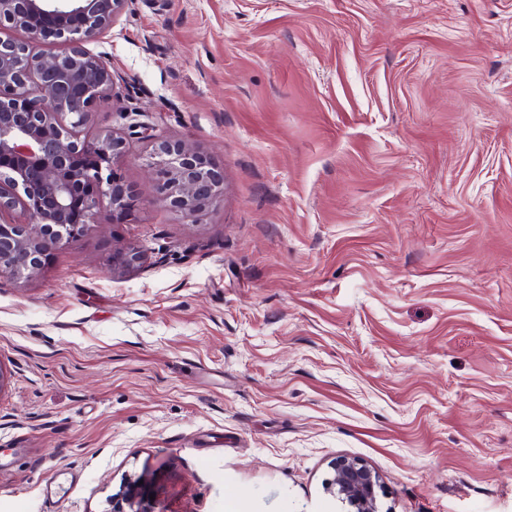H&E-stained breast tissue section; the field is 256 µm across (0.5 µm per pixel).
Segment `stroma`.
I'll return each instance as SVG.
<instances>
[{"label":"stroma","instance_id":"1","mask_svg":"<svg viewBox=\"0 0 512 512\" xmlns=\"http://www.w3.org/2000/svg\"><path fill=\"white\" fill-rule=\"evenodd\" d=\"M87 48L136 198L0 275V512H350L340 456L512 512V0H132ZM157 137L224 169L197 222Z\"/></svg>","mask_w":512,"mask_h":512}]
</instances>
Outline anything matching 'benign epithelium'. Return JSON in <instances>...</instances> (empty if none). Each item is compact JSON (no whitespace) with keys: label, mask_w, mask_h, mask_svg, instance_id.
Instances as JSON below:
<instances>
[{"label":"benign epithelium","mask_w":512,"mask_h":512,"mask_svg":"<svg viewBox=\"0 0 512 512\" xmlns=\"http://www.w3.org/2000/svg\"><path fill=\"white\" fill-rule=\"evenodd\" d=\"M132 0H0V274L27 280L40 273L46 253L95 223L101 197L131 206L133 192L117 178L114 161L124 137L109 131L80 137L93 105L113 89L109 60L85 44L112 28ZM21 30L24 39L2 37ZM36 42L66 45L34 52ZM145 166L158 199L191 221L224 198V169L192 145L155 141ZM26 222L4 219L15 211ZM326 491L353 512H376L378 475L356 458L341 456ZM112 512H150L136 497Z\"/></svg>","instance_id":"7a95c632"}]
</instances>
